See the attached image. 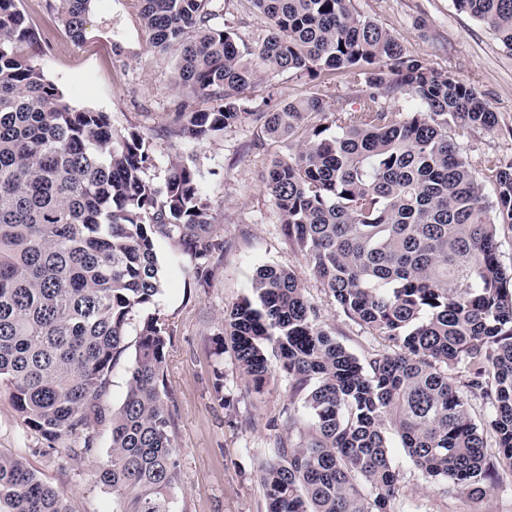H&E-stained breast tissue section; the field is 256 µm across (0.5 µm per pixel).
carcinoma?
<instances>
[{"label":"carcinoma","instance_id":"1","mask_svg":"<svg viewBox=\"0 0 512 512\" xmlns=\"http://www.w3.org/2000/svg\"><path fill=\"white\" fill-rule=\"evenodd\" d=\"M134 2L151 45L176 59L177 89L204 103L176 113L183 132L203 139L247 117L272 138L308 132L268 169L265 189L345 315L399 349L360 360L293 272L258 268L251 296L225 310L224 336L255 389L280 371L311 419L305 429L296 408L281 415L296 440H276L261 463L267 512H385L397 484L390 427L428 481L482 495L500 468L512 470V272L498 254L501 230L512 232V160L487 156L477 175L459 153L495 124L487 103L351 0H251L270 32L250 51L214 23L216 0ZM91 3L46 8L80 45ZM455 4L512 51V0ZM39 39L17 0H0V391L49 444L80 440L71 452L82 458L96 451L90 429L131 317L162 287L157 240L189 258L200 286L224 241L192 167L172 164L155 190L143 137L70 107L25 54ZM256 59L318 93L245 110ZM339 84L355 92L353 106L323 127ZM397 92L411 112L385 106ZM136 336L99 480L112 488V512H173L169 324L152 314ZM462 362L463 387L490 408L481 425L448 374ZM0 512L70 510L21 457L0 452Z\"/></svg>","mask_w":512,"mask_h":512}]
</instances>
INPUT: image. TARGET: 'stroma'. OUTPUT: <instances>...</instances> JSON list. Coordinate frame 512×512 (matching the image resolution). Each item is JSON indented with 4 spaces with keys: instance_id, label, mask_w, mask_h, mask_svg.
Listing matches in <instances>:
<instances>
[{
    "instance_id": "obj_1",
    "label": "stroma",
    "mask_w": 512,
    "mask_h": 512,
    "mask_svg": "<svg viewBox=\"0 0 512 512\" xmlns=\"http://www.w3.org/2000/svg\"><path fill=\"white\" fill-rule=\"evenodd\" d=\"M219 21L254 48L268 21L251 0H223ZM355 11L396 34L404 47L431 67L475 87L497 121L477 130L460 153L471 166L482 157L512 158V51L504 49L484 23L457 10L454 0H352ZM31 24L49 36V46L31 47V62L72 107L105 112L115 132H139L152 157L145 179L163 187L173 162H188L211 204V222L224 242L208 285L198 286L186 261L164 240L156 244L163 285L134 322L157 313L172 327L166 354V401L174 419V452L181 484L173 512H267L260 464L280 435L281 412L291 387L274 373L255 390L237 367L231 347H220L224 310L250 296L251 281L264 265H279L298 278L320 319L358 358L385 350L386 342L348 319L323 288L308 257L288 241L283 218L265 190L262 175L288 144L264 134L251 120L215 136L192 140L173 124L174 112L194 100L172 83L174 61L152 51L134 0H93L87 37L75 45L45 8V0H21ZM245 107L263 98L288 101L311 95L315 86L266 65H258ZM94 456L74 458L65 444H48L20 419L8 394L0 393V451L22 457L44 482L67 499L71 512H112V492L98 477L109 460V425L94 426ZM398 472L388 512H512V470L474 500L447 484L431 483L404 448L394 446Z\"/></svg>"
}]
</instances>
